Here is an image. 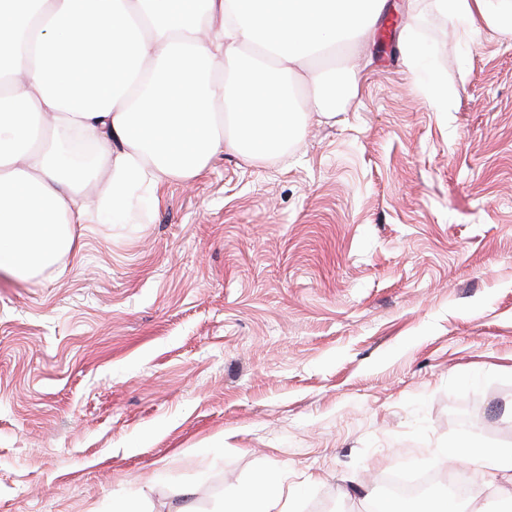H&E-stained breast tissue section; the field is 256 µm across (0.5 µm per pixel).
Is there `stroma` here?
<instances>
[{
	"label": "stroma",
	"mask_w": 512,
	"mask_h": 512,
	"mask_svg": "<svg viewBox=\"0 0 512 512\" xmlns=\"http://www.w3.org/2000/svg\"><path fill=\"white\" fill-rule=\"evenodd\" d=\"M333 76L339 110L276 158L224 153L0 274V512H175L177 487L219 512L267 476L291 512H370L405 469L501 506L453 450L512 445V28L388 0L294 74L306 100Z\"/></svg>",
	"instance_id": "1"
}]
</instances>
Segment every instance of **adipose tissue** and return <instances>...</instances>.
Wrapping results in <instances>:
<instances>
[{
	"instance_id": "1",
	"label": "adipose tissue",
	"mask_w": 512,
	"mask_h": 512,
	"mask_svg": "<svg viewBox=\"0 0 512 512\" xmlns=\"http://www.w3.org/2000/svg\"><path fill=\"white\" fill-rule=\"evenodd\" d=\"M464 36L512 27V0H435ZM387 0H0V272L25 278L72 254L73 225L159 202L231 151L294 142L321 99L290 76L338 30L362 37ZM275 66L249 51L258 37ZM106 170V190L86 189ZM266 477L222 512H284Z\"/></svg>"
}]
</instances>
